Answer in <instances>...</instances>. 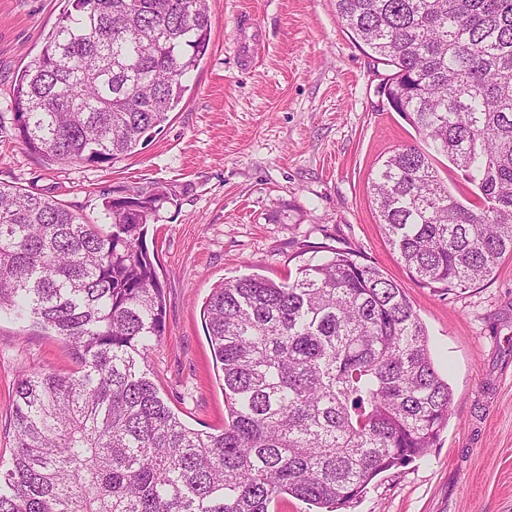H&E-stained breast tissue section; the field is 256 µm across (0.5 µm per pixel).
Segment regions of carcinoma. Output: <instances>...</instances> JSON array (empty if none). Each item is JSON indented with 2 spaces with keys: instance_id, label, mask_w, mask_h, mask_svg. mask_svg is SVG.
I'll return each mask as SVG.
<instances>
[{
  "instance_id": "cac0c4a2",
  "label": "carcinoma",
  "mask_w": 512,
  "mask_h": 512,
  "mask_svg": "<svg viewBox=\"0 0 512 512\" xmlns=\"http://www.w3.org/2000/svg\"><path fill=\"white\" fill-rule=\"evenodd\" d=\"M12 89L17 137L60 163H110L168 119L211 40L207 0H68ZM393 67L381 89L476 187L433 155L393 151L371 187L409 272L447 291L512 255V0H335ZM170 197L119 187L104 224L0 186V313L62 337L77 369L24 372L0 512H271L288 495L342 512L380 473L424 457L452 391L403 288L353 251L293 280L218 284L206 330L224 427L187 426L152 381L165 301L146 243Z\"/></svg>"
}]
</instances>
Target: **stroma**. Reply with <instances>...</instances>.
<instances>
[{
	"label": "stroma",
	"instance_id": "obj_1",
	"mask_svg": "<svg viewBox=\"0 0 512 512\" xmlns=\"http://www.w3.org/2000/svg\"><path fill=\"white\" fill-rule=\"evenodd\" d=\"M66 0H0V185L57 199L99 223L103 193L158 183L174 193L147 243L164 289L150 356L161 396L190 427L224 425L204 302L227 279L295 277L355 250L397 282L427 328L453 393L428 453L385 471L350 512H512V256L451 294L415 280L370 194L393 150L427 142L377 88L392 69L359 46L334 0H209L211 42L161 132L105 164L58 165L17 139L10 90ZM76 367L68 344L0 316V459L9 460L22 371Z\"/></svg>",
	"mask_w": 512,
	"mask_h": 512
}]
</instances>
